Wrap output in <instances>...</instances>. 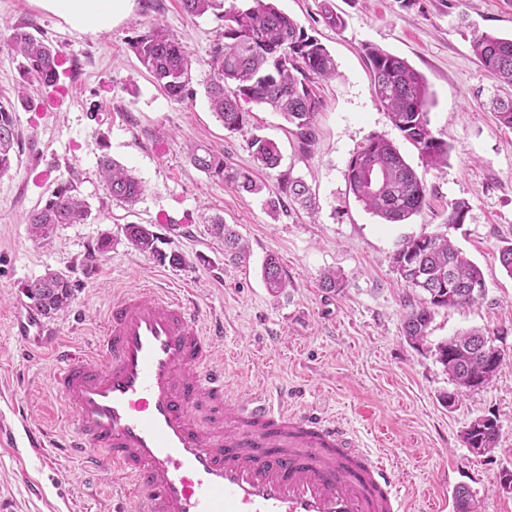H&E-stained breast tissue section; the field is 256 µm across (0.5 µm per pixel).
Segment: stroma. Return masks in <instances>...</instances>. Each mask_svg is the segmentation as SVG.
Wrapping results in <instances>:
<instances>
[{"label": "stroma", "mask_w": 512, "mask_h": 512, "mask_svg": "<svg viewBox=\"0 0 512 512\" xmlns=\"http://www.w3.org/2000/svg\"><path fill=\"white\" fill-rule=\"evenodd\" d=\"M322 2L276 0L337 66L334 79L318 84L314 138L304 144L265 106L252 105L250 125L234 133L211 111L205 86L219 28L213 14L189 15L181 0H130L125 18L83 33L40 0H0V102L17 100L20 59L7 47L14 26L32 25L62 61L58 84L31 87V107L18 110L14 164L0 175V427H18L12 408L22 404L30 426L71 430L65 405L47 396L53 356L29 357L11 333L25 283L50 270L70 277L71 306L46 323L87 351L115 294L188 288L204 315L224 324L213 361L224 368L230 396L267 390L289 409L312 410L355 431L388 456L412 512H425L428 498L451 497L460 485L475 493L480 512H512V493L500 488L502 471L512 470V277L498 259L512 241V128L490 105L493 96H512V85L484 70L472 52L475 34H512V0H331L344 20L338 29L323 23ZM157 22L192 55L190 94L181 102L158 89L132 47ZM368 45L406 58L425 77L430 129L448 145L447 165L423 170L426 206L402 224L383 223L347 183L352 154L376 135L423 169L417 149L374 96ZM255 134L275 140L282 153L279 167L256 172L265 194L278 192L285 175L300 177L315 210L288 204L271 215L265 195L235 191L194 167L187 153L204 146L248 167ZM105 157L143 182L136 204L109 199L99 177ZM65 183L88 201L89 218L60 226L48 242L34 240L27 214ZM456 201L469 213L452 227L448 210ZM215 215L247 245L245 261L225 258L224 242L207 222ZM128 224L151 225L162 250L181 253L184 264L174 268L135 251L124 237ZM437 232L480 267L485 291L474 304L435 309L425 342L416 346L402 322L422 296L400 282L394 256L405 238ZM105 234L112 247L96 253ZM269 254L279 257L288 281L279 294L262 278ZM329 270L342 275L341 291L321 288ZM472 328L501 336L505 361L488 387L449 408L440 397L453 384L435 347ZM483 415L497 417L501 437L490 455L477 458L463 432ZM112 490L110 470L91 474L53 453L38 456L0 441V512H112Z\"/></svg>", "instance_id": "stroma-1"}]
</instances>
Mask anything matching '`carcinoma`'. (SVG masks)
<instances>
[{
	"label": "carcinoma",
	"instance_id": "1",
	"mask_svg": "<svg viewBox=\"0 0 512 512\" xmlns=\"http://www.w3.org/2000/svg\"><path fill=\"white\" fill-rule=\"evenodd\" d=\"M186 13L202 16L213 13L219 24L217 39L210 47V77L206 97L213 113L229 132H240L250 124V103L262 104L279 113L297 129L300 141L307 144L314 131L315 115L320 99L312 88L313 80L336 76V61L330 51L308 34L296 20L283 13L274 0H249L239 7H224L222 0H182ZM9 46L22 58V86L32 83L52 85L59 78V53L43 38L25 26H17ZM133 48L159 89L171 100L181 102L189 95L192 56L186 46L161 24L136 37ZM472 49L480 64L501 81L512 84V37L483 32L474 37ZM379 105L391 124L419 152L423 166L435 168L448 160V145L428 131L429 88L425 77L409 62L379 47L364 48ZM499 121L512 128V98L491 99ZM16 106L0 104V174L12 168L13 153L18 143ZM254 166L273 169L279 166L281 154L271 139L254 136L248 143ZM193 165L224 180L236 190L260 194L263 186L248 169L234 168L224 161V154L204 149L189 151ZM100 176L109 197L122 203H133L143 194L142 182L123 166L104 159ZM349 190L385 224H399L418 213L427 201L425 179L406 162L399 148L382 136H374L353 153L347 166ZM303 208L316 206L308 185L300 178L285 177L279 192L266 204L271 212L283 206V199ZM469 207L464 201L450 205L448 223H465ZM90 216L88 203L75 193L71 185L60 186L33 210L28 217L31 235L39 240L53 237L63 224H81ZM215 233L224 238V253L240 262L246 260L247 249L224 220H211ZM124 236L131 247L150 254L172 266L185 262L183 255L166 254L158 247L159 236L147 224H127ZM395 269L408 288L423 296L422 302L403 319L405 338L419 344L425 341L435 307H463L475 302L470 286L484 281L481 269L461 250L454 247L448 235L421 234L403 241L394 257ZM266 288L278 294L286 287L279 258L266 256L262 264ZM24 294L43 315L51 316L69 309L73 285L58 271L24 285ZM485 332L471 329L436 346L437 361L456 381L465 373L475 375L484 365L479 341ZM500 436L497 421L477 418L471 422V439L476 448H494ZM456 512H479L478 500L466 487L453 493Z\"/></svg>",
	"mask_w": 512,
	"mask_h": 512
}]
</instances>
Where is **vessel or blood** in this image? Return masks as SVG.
I'll return each mask as SVG.
<instances>
[{
    "instance_id": "vessel-or-blood-1",
    "label": "vessel or blood",
    "mask_w": 512,
    "mask_h": 512,
    "mask_svg": "<svg viewBox=\"0 0 512 512\" xmlns=\"http://www.w3.org/2000/svg\"><path fill=\"white\" fill-rule=\"evenodd\" d=\"M11 328L28 353L52 352L51 393L74 421L63 438L26 431L28 447L111 470L136 512H408L392 466L336 425L265 391L228 398L222 330L176 291L114 299L92 353L50 338L22 301Z\"/></svg>"
}]
</instances>
